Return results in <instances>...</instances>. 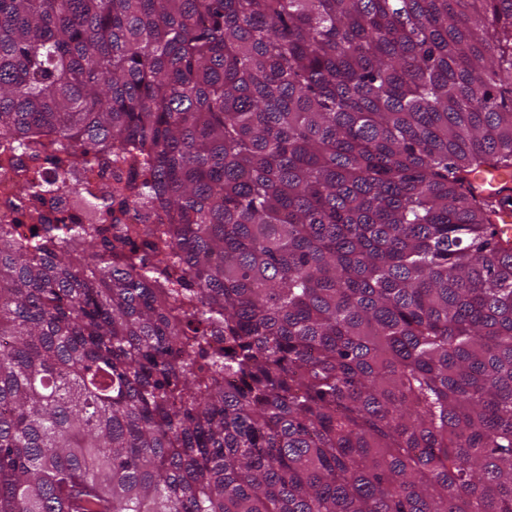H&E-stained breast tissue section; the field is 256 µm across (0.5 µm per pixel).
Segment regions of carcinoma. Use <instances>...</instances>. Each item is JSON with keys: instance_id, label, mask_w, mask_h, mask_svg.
Returning a JSON list of instances; mask_svg holds the SVG:
<instances>
[{"instance_id": "1", "label": "carcinoma", "mask_w": 512, "mask_h": 512, "mask_svg": "<svg viewBox=\"0 0 512 512\" xmlns=\"http://www.w3.org/2000/svg\"><path fill=\"white\" fill-rule=\"evenodd\" d=\"M0 512H512V0H0ZM28 204V200L18 194L12 173L0 169V224L28 223L22 216ZM144 212L136 204L128 201L126 204L112 205L113 224H144Z\"/></svg>"}]
</instances>
